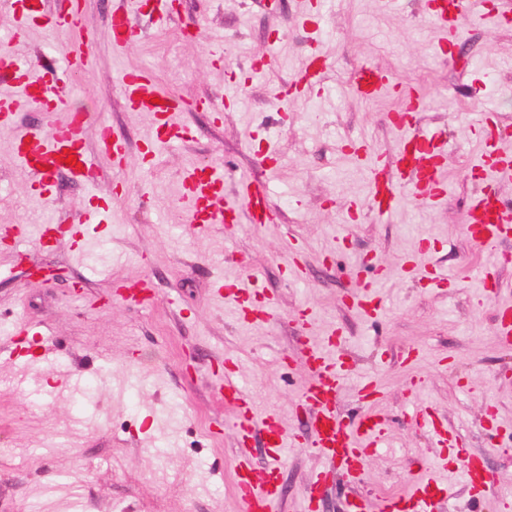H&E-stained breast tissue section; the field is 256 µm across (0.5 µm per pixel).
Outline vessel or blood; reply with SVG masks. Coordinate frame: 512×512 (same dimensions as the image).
I'll return each instance as SVG.
<instances>
[{"mask_svg":"<svg viewBox=\"0 0 512 512\" xmlns=\"http://www.w3.org/2000/svg\"><path fill=\"white\" fill-rule=\"evenodd\" d=\"M427 18L444 33L436 51L447 55L458 45L462 35L466 10L463 0H428ZM136 11L122 8L114 10L110 19L109 39L114 48L128 47L139 35ZM54 33H69L82 27L81 0H70L65 13L25 9L17 18L12 38L24 36L31 22ZM321 52L312 48L301 71L298 88L316 85L320 77ZM84 50L66 46L60 53H48L45 61L34 63L15 57L9 51L0 52V79L13 86L12 94H0V128L12 126L20 104L26 103L54 115L55 120L45 127H33L15 139L13 157L29 171L38 172L42 194L53 190V179L65 169V155H75L79 167L76 177L91 182L95 179V163L85 145V131L89 115L66 107L59 73L72 74L83 70ZM127 107L133 112H150L156 117L157 139L181 138L182 130L173 121L175 113L183 111L185 100L161 90L154 72L148 69L128 71L121 77ZM393 76L378 67H359L350 82V88L363 99L375 98L395 89ZM421 101L411 96L403 112L392 115L394 128L399 133L403 151L400 162L413 196L423 202L437 205L447 195L443 179L446 155L445 144L437 133L418 130L411 121L412 112L418 111ZM496 122L487 119L484 127L486 144L471 167L472 175L484 185L465 216L464 231L469 242L477 248H486L512 236V208L506 207L494 191L497 181L512 179V152L494 148ZM99 152L111 156L115 169H122L125 144L111 128L101 127L98 132ZM370 208L380 216L387 215L394 200L393 186L386 167L375 164L371 170ZM186 195L191 201V221L203 228L211 224L234 223L239 215H246L253 224H274L278 214L274 209L266 181L244 178L238 183V202H230L224 195V177L216 168L189 166L185 176ZM108 206H89L84 213L67 224L54 225V232L68 236L76 249L85 245L87 225L104 223ZM307 364L314 377L307 386L303 401L314 411L311 419L312 446L330 463L345 469L350 481H358L367 457L386 437V423L375 410H366L350 420H341L335 411L334 395L344 376L342 364L330 359L320 349L306 352ZM224 398L235 411V428L239 446L235 472V489L245 512H274L278 497L279 467L283 451L293 442L275 414L256 419L253 403L235 377L233 371L224 374ZM261 428L269 448V463L262 469H253L249 462V442L254 428ZM465 481L473 497L479 498L496 492L495 483L482 460L465 455L460 460ZM446 486L430 478L414 481L406 495H392L382 500L380 512H439L441 503L447 502Z\"/></svg>","mask_w":512,"mask_h":512,"instance_id":"b4317fda","label":"vessel or blood"}]
</instances>
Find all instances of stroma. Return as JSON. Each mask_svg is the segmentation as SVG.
<instances>
[{
    "mask_svg": "<svg viewBox=\"0 0 512 512\" xmlns=\"http://www.w3.org/2000/svg\"><path fill=\"white\" fill-rule=\"evenodd\" d=\"M424 2L328 0L319 14L312 0H180L162 27L142 11L138 39L116 53L108 30L120 0H83L92 48L68 94L72 109L90 114L95 182L60 174L55 195L39 197L12 151L17 133L47 118L25 106L14 129H0V225L29 227L23 241L0 244V512H240L224 365L233 363L258 413L304 434L307 345L345 365L341 418L361 412L364 381L376 383L388 435L357 487L328 484L319 512H347L357 492H405L419 474L448 486L450 512H504L512 347L496 338V310L512 304V262L503 260L512 238L473 248L464 213L480 187L470 166L485 110L499 146L512 150V24L466 20L463 46L448 59L434 50L440 33ZM305 19L320 33L323 67L319 86L300 92ZM364 64L394 74L401 91L353 96L349 78ZM144 68L193 104L177 115L189 137L158 145L151 164L155 120L130 111L120 85L123 72ZM408 89L424 101L419 126L448 143V195L432 206L402 191L381 220L365 204L370 170L379 160L397 169L388 115ZM232 91L238 102L225 106ZM201 100L213 109L198 108ZM103 124L126 146L122 169L95 152ZM271 149L282 157L268 178L278 223L191 224L186 167H220L230 192L241 174L265 176ZM94 196L111 198L112 209L106 227L89 226L84 253L64 238L40 247L42 224L71 220ZM429 269L443 283L427 279ZM252 272L273 311L245 320L218 286ZM143 279L154 285L152 305L115 299V283ZM363 281L374 287L365 306L354 299ZM17 317L47 334L44 347L15 356ZM422 410L457 447H441L416 423ZM468 453L485 460L498 497L472 500L458 461ZM326 466L307 445L288 449L277 512H304L307 478Z\"/></svg>",
    "mask_w": 512,
    "mask_h": 512,
    "instance_id": "obj_1",
    "label": "stroma"
}]
</instances>
